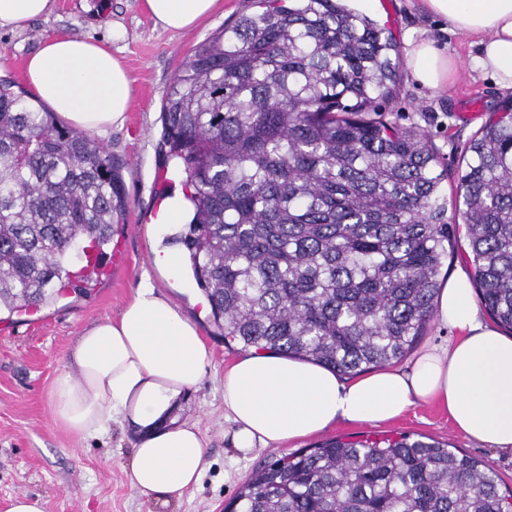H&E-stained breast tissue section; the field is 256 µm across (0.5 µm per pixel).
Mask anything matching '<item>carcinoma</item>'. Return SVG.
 Wrapping results in <instances>:
<instances>
[{"label": "carcinoma", "mask_w": 512, "mask_h": 512, "mask_svg": "<svg viewBox=\"0 0 512 512\" xmlns=\"http://www.w3.org/2000/svg\"><path fill=\"white\" fill-rule=\"evenodd\" d=\"M403 67L391 32L342 0H289L236 17L172 78L179 240L224 343L353 376L423 336L457 227L424 131L384 119ZM469 151L455 211L480 301L512 331L511 102ZM128 212L106 146L1 82L0 312L88 293L70 273L112 253ZM225 512H512V494L433 438L336 437L258 467Z\"/></svg>", "instance_id": "1"}]
</instances>
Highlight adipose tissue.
Wrapping results in <instances>:
<instances>
[{
	"label": "adipose tissue",
	"instance_id": "ef3b65f1",
	"mask_svg": "<svg viewBox=\"0 0 512 512\" xmlns=\"http://www.w3.org/2000/svg\"><path fill=\"white\" fill-rule=\"evenodd\" d=\"M217 0H145L156 26L183 31L210 15ZM54 0H0V29L25 30L49 17ZM421 11L472 40L469 67L512 90V0H419ZM405 63L422 87L452 82L460 62L422 28L404 36ZM36 95L73 126L104 132L123 124L131 81L110 44L77 36L42 42L25 61ZM435 316L451 335L421 350L405 368L355 380L318 365L249 354L224 372V419L231 463L341 422L384 423L418 403L447 410L469 439L512 454V338L483 318L465 272L441 288ZM212 351L180 308L143 279L117 319L79 336L71 361L50 389L51 418L77 441L120 425L134 439L130 481L161 505L181 500L206 468L196 423L175 411L203 380Z\"/></svg>",
	"mask_w": 512,
	"mask_h": 512
}]
</instances>
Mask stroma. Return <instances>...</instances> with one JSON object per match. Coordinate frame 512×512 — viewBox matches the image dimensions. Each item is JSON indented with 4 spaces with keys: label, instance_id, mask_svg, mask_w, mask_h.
I'll list each match as a JSON object with an SVG mask.
<instances>
[{
    "label": "stroma",
    "instance_id": "stroma-1",
    "mask_svg": "<svg viewBox=\"0 0 512 512\" xmlns=\"http://www.w3.org/2000/svg\"><path fill=\"white\" fill-rule=\"evenodd\" d=\"M359 11L392 29L403 39L406 29L425 24L438 46L467 60L469 38L443 30L440 21L421 20L411 0H355ZM252 9V0H218L209 17L195 27L171 32L155 26L144 0H56L52 15L26 30H0V81L27 86V55L59 35L111 40L110 28L123 26L122 40L112 52L131 81L130 108L123 126L100 137L121 167L129 200V222L112 245V275L91 294H67L35 313L0 320V512L11 497H38L43 512H159L150 498L130 484V437L120 428L110 435L74 441L51 422L49 389L56 373L70 361L75 342L86 328L106 317H118L132 300L143 274H150L160 293L173 300L199 328L211 346L213 360L197 390L184 401L179 416L198 421L207 441L209 467L199 484L184 494L173 512H224V506L271 450L236 467L228 466L229 442L224 437V369L241 357L214 336L209 309L192 277H171L154 263L163 247L157 234L163 206L184 194L182 177L160 150L162 105L174 74L193 49L231 20ZM490 79L460 68L448 86L430 91L403 74L389 120L425 131L448 167L440 192L455 198L458 174L465 167L468 146L489 112L503 100ZM404 432L447 442L457 452L485 461L501 491L512 492V455L469 440L453 425L447 411L418 403L401 418L382 424L342 423L324 431V438L359 440L369 434Z\"/></svg>",
    "mask_w": 512,
    "mask_h": 512
}]
</instances>
